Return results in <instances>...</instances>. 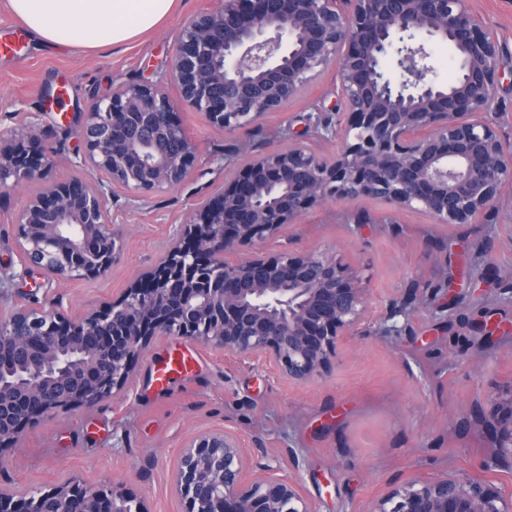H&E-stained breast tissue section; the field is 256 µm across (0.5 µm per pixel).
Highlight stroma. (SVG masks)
<instances>
[{"label":"stroma","mask_w":512,"mask_h":512,"mask_svg":"<svg viewBox=\"0 0 512 512\" xmlns=\"http://www.w3.org/2000/svg\"><path fill=\"white\" fill-rule=\"evenodd\" d=\"M217 6L175 0L156 27L116 47L56 48L27 35L20 53L0 55V131L31 129L50 156V178L82 174L81 130L94 103L121 83H160L183 24ZM470 7L498 44V132L512 146V0ZM343 109L330 71L281 111L234 130L180 108L196 159L179 188L109 194L124 241L96 278L25 266L16 218L42 185L0 190V314L52 306L75 319L109 304L156 267L195 204L220 193L237 167L295 143L334 155L336 141L315 120ZM252 250L328 254L368 289L370 315L392 300L405 304L403 330L383 336L367 325L305 384L199 343L194 377L163 391L152 365L181 340L155 337L116 395L27 432L0 463V488L46 491L74 479L112 486L143 512H182L172 473L184 443L226 429L259 449L260 463L299 479L315 512H371L374 499L416 475L461 473L512 492V466L484 467L498 443L489 411L512 401L511 187L483 224H439L366 197L330 199ZM486 317L501 324L490 336L477 329Z\"/></svg>","instance_id":"stroma-1"}]
</instances>
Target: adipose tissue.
I'll return each mask as SVG.
<instances>
[{
  "instance_id": "adipose-tissue-1",
  "label": "adipose tissue",
  "mask_w": 512,
  "mask_h": 512,
  "mask_svg": "<svg viewBox=\"0 0 512 512\" xmlns=\"http://www.w3.org/2000/svg\"><path fill=\"white\" fill-rule=\"evenodd\" d=\"M174 0H8L11 11L46 45L89 49L122 44L150 31Z\"/></svg>"
}]
</instances>
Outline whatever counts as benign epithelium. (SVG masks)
Segmentation results:
<instances>
[{"label":"benign epithelium","instance_id":"1","mask_svg":"<svg viewBox=\"0 0 512 512\" xmlns=\"http://www.w3.org/2000/svg\"><path fill=\"white\" fill-rule=\"evenodd\" d=\"M418 35L455 48L453 81L428 79L430 53L409 44ZM391 54L406 75L397 85L384 71ZM331 64L345 112L317 124L342 144L336 155L294 144L244 164L222 192L196 204L190 228L151 274L79 322L25 308L0 318V366L22 353L28 368L21 378L0 375V460L45 418L111 397L154 336L213 345L305 383L361 335L367 290L335 259L283 252L218 270L217 256L297 223L328 198L371 197L421 209L438 224H477L512 186V149L496 128L498 46L468 0H222L184 24L167 80L184 106L230 130L280 110ZM84 141L85 163L101 175L96 187L47 180L37 136L0 133V188L46 182L16 223L42 225L20 248L28 264L56 276L112 267L122 231L110 221L106 188L173 189L196 152L162 88L139 83L93 105ZM60 256L72 260L63 271L53 268ZM401 314L390 304L381 332L400 333ZM493 418L498 447L512 449V401ZM253 454L226 431L187 443L175 475L186 512H315L296 478L268 466L254 473ZM131 503L80 482L38 495L0 491V512H127ZM370 512H512V496L445 474L408 481Z\"/></svg>","mask_w":512,"mask_h":512}]
</instances>
